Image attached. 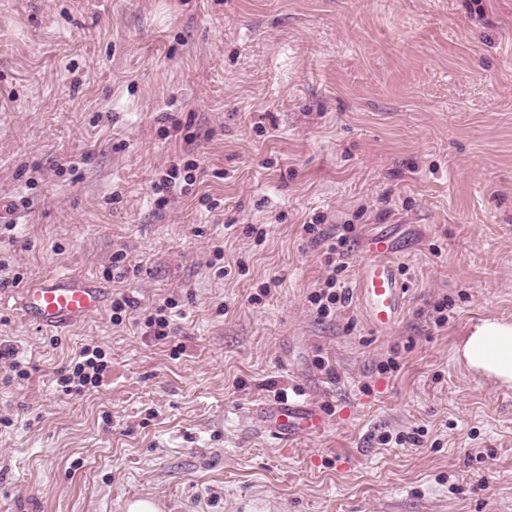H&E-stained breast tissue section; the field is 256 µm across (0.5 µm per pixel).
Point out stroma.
Listing matches in <instances>:
<instances>
[{
  "mask_svg": "<svg viewBox=\"0 0 512 512\" xmlns=\"http://www.w3.org/2000/svg\"><path fill=\"white\" fill-rule=\"evenodd\" d=\"M174 159L200 180L163 205ZM0 197V297L103 296L61 329L0 307L32 366L0 368V512H512V388L456 353L512 322V0H0ZM343 224L347 284L370 237L402 264L389 331L309 302ZM90 343L99 385L62 391ZM296 388L329 427L287 450L258 417ZM22 314L41 326L58 328L86 320L102 308L101 288L94 280L78 275L43 278L18 297ZM144 328L148 336H152L157 342L168 340L173 333L171 323L165 314L163 306L158 307L155 313H150L143 319Z\"/></svg>",
  "mask_w": 512,
  "mask_h": 512,
  "instance_id": "stroma-1",
  "label": "stroma"
}]
</instances>
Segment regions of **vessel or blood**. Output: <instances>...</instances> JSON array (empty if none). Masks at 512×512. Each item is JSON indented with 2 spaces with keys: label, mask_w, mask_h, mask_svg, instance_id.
I'll return each instance as SVG.
<instances>
[{
  "label": "vessel or blood",
  "mask_w": 512,
  "mask_h": 512,
  "mask_svg": "<svg viewBox=\"0 0 512 512\" xmlns=\"http://www.w3.org/2000/svg\"><path fill=\"white\" fill-rule=\"evenodd\" d=\"M357 305L377 330L393 328L403 317L407 288L402 267L393 258L387 240L371 242L368 257L357 268L355 279ZM23 315L41 326L57 328L86 320L102 308V294L94 280L78 275L43 278L23 289L18 297ZM264 433L284 444L303 436L322 435L327 421L314 406L294 401L263 411Z\"/></svg>",
  "instance_id": "b4317fda"
}]
</instances>
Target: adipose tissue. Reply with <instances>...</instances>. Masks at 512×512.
I'll use <instances>...</instances> for the list:
<instances>
[{
	"label": "adipose tissue",
	"mask_w": 512,
	"mask_h": 512,
	"mask_svg": "<svg viewBox=\"0 0 512 512\" xmlns=\"http://www.w3.org/2000/svg\"><path fill=\"white\" fill-rule=\"evenodd\" d=\"M457 351L470 371L512 386V322L479 321Z\"/></svg>",
	"instance_id": "1"
}]
</instances>
